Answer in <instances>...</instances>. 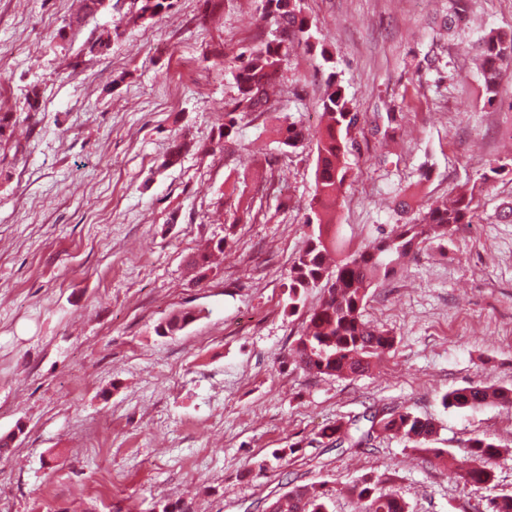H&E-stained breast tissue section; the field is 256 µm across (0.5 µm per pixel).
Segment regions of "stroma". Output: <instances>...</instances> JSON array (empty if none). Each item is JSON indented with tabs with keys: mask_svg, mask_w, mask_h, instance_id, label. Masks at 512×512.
I'll return each instance as SVG.
<instances>
[{
	"mask_svg": "<svg viewBox=\"0 0 512 512\" xmlns=\"http://www.w3.org/2000/svg\"><path fill=\"white\" fill-rule=\"evenodd\" d=\"M171 3L140 21L134 0H110L75 26L79 0H0V112L17 118L0 162V436L14 437L0 512H265L290 479L320 484L329 512H358L350 489L370 475L410 512H475L512 493V450L490 487L452 478L469 438L512 440V406L441 403L472 383L512 387V222L498 217L512 200V68L488 107L476 62L485 30L512 28V0H472L446 36L451 0H304L319 48L289 50L274 111L225 139L238 56L273 20L264 0ZM106 31L109 50L88 52ZM332 73L360 116L338 255L389 232L398 200L416 217L501 165L471 227L371 288L365 317L396 345L349 378L292 361L319 290L288 307ZM390 112L394 139L373 135ZM290 123L311 135L293 154L275 133ZM179 138L190 147L165 166ZM221 238L219 262L194 268ZM183 310L196 320L157 335ZM369 407L434 420L443 457L392 436L320 443Z\"/></svg>",
	"mask_w": 512,
	"mask_h": 512,
	"instance_id": "1",
	"label": "stroma"
}]
</instances>
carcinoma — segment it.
<instances>
[{"label":"carcinoma","mask_w":512,"mask_h":512,"mask_svg":"<svg viewBox=\"0 0 512 512\" xmlns=\"http://www.w3.org/2000/svg\"><path fill=\"white\" fill-rule=\"evenodd\" d=\"M267 15L275 18L277 35L250 51L236 73L238 96L224 108V135H229L238 117L270 108L269 89L278 79L284 57L290 48H313L312 22L305 15L302 0H265ZM169 0H141L137 19H151L170 7ZM484 77V103L498 101L497 77L512 66V31L492 29L478 43ZM315 168V195L306 223L315 225L304 248L296 255L288 273V305L295 308L313 288L323 290L321 303L312 309L305 331L296 339L293 362L310 373L352 376L369 371L372 361L394 348L389 331L363 318L368 290L380 278L397 272L401 259L415 246L431 239H444L460 224L474 218V191L461 192L448 205L432 202L418 219L398 224L371 248L357 251L331 265L336 251V212L344 203L343 187L351 178L349 156L358 150L352 130L359 123L345 87L331 76L321 102ZM281 143L291 149L303 145V128L289 124L277 130ZM196 318L191 311H180L159 323L156 332L174 334ZM499 404L512 406V389L490 390L481 384L454 388L443 394L448 409L476 410L488 404V394ZM435 424L408 408L381 409L362 418L335 424L320 431L330 448H362L375 439L394 435L414 448H428L434 442ZM502 442L491 437H474L454 472L464 486H486L494 480V468L501 456ZM360 512H409L407 503L365 477L353 486ZM276 512H328L321 486L314 483L293 485L276 496Z\"/></svg>","instance_id":"1"}]
</instances>
